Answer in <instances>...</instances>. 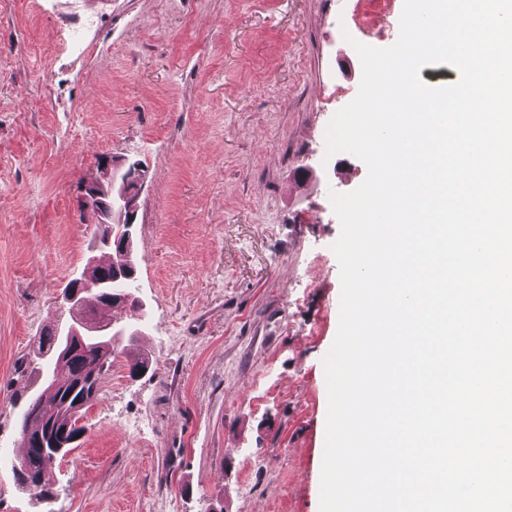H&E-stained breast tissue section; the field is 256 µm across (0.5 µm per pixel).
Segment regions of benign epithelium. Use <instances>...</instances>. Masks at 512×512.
<instances>
[{
	"mask_svg": "<svg viewBox=\"0 0 512 512\" xmlns=\"http://www.w3.org/2000/svg\"><path fill=\"white\" fill-rule=\"evenodd\" d=\"M147 180L144 167L127 158H104L98 166V175L87 182L80 197L81 209L90 214L92 223L97 225L98 245L107 250H115L118 258L114 264L123 265L129 277L137 274V267L132 259L131 228L137 223L139 199ZM94 288L102 295L104 303L101 311L85 319H78L67 325H57L63 334L53 358L58 362L67 361L73 351L94 340L112 337V279L105 275L97 258H90L80 275L75 278L61 296V305L68 309H78L83 305V293L87 288ZM86 386L84 380H78L70 389V395H78L71 408L72 418H78L79 412L93 398L78 390ZM71 426H60L54 422L46 425L44 435L38 437L35 446L50 462L68 453L74 437L69 435Z\"/></svg>",
	"mask_w": 512,
	"mask_h": 512,
	"instance_id": "obj_1",
	"label": "benign epithelium"
}]
</instances>
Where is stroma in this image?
Returning <instances> with one entry per match:
<instances>
[{
	"label": "stroma",
	"instance_id": "stroma-1",
	"mask_svg": "<svg viewBox=\"0 0 512 512\" xmlns=\"http://www.w3.org/2000/svg\"><path fill=\"white\" fill-rule=\"evenodd\" d=\"M352 0H0V512H320L339 325L327 155L357 95ZM148 170L133 228L148 372L116 357L82 433L19 490L14 391L94 248L79 207L102 157Z\"/></svg>",
	"mask_w": 512,
	"mask_h": 512
}]
</instances>
